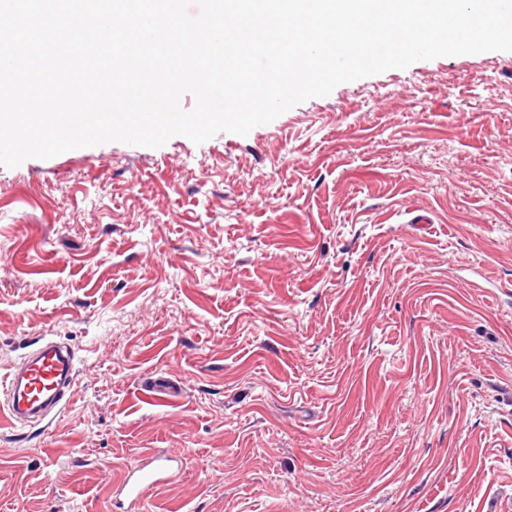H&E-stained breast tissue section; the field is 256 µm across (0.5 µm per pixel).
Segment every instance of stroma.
<instances>
[{
  "instance_id": "1",
  "label": "stroma",
  "mask_w": 512,
  "mask_h": 512,
  "mask_svg": "<svg viewBox=\"0 0 512 512\" xmlns=\"http://www.w3.org/2000/svg\"><path fill=\"white\" fill-rule=\"evenodd\" d=\"M42 336L78 383L0 429V512H110L154 451L144 512H512V52L0 167V374ZM182 470V462L172 456L150 454L143 457L129 465L118 485L113 486V500L123 512H141L145 490L170 483Z\"/></svg>"
}]
</instances>
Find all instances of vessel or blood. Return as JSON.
Here are the masks:
<instances>
[{"label":"vessel or blood","mask_w":512,"mask_h":512,"mask_svg":"<svg viewBox=\"0 0 512 512\" xmlns=\"http://www.w3.org/2000/svg\"><path fill=\"white\" fill-rule=\"evenodd\" d=\"M75 381L73 351L53 341L40 345L0 377V424L13 428L60 414ZM182 470V462L174 457H143L126 468L112 490L113 499L121 512H142L145 490L170 483Z\"/></svg>","instance_id":"obj_1"}]
</instances>
